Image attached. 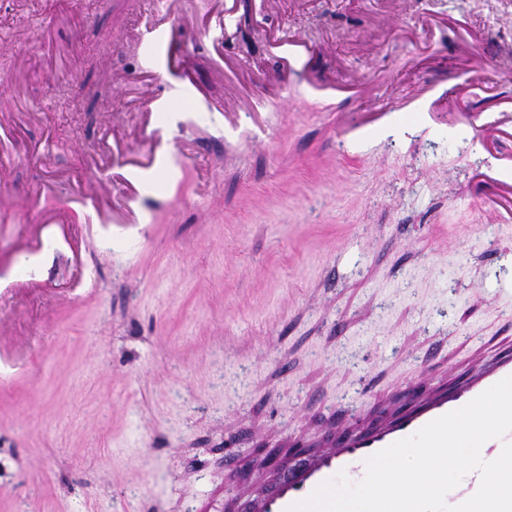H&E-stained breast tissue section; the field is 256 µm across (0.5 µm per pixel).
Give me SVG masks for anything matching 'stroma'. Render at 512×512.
<instances>
[{"mask_svg": "<svg viewBox=\"0 0 512 512\" xmlns=\"http://www.w3.org/2000/svg\"><path fill=\"white\" fill-rule=\"evenodd\" d=\"M0 0L9 189L111 181L141 131L129 32L155 6L165 167L31 254L0 219V512H222L286 444L325 446L512 356V0ZM170 12H153L144 29H140L141 43L150 46L159 59H163L162 72L175 75L181 81L182 92L193 100L196 84L193 79L194 63L182 53L173 51L174 31Z\"/></svg>", "mask_w": 512, "mask_h": 512, "instance_id": "stroma-1", "label": "stroma"}]
</instances>
